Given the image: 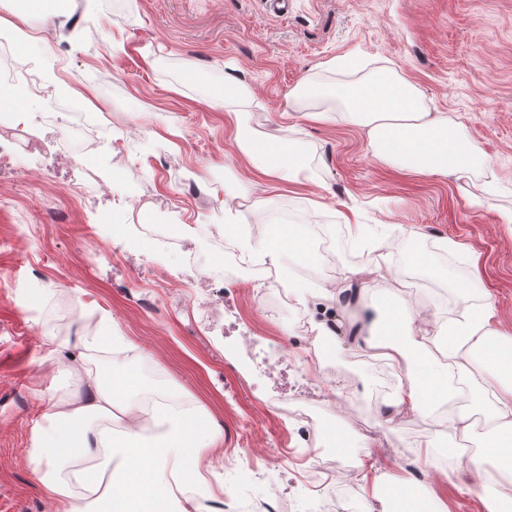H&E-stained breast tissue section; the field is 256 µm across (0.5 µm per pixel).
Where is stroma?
Returning a JSON list of instances; mask_svg holds the SVG:
<instances>
[{
  "label": "stroma",
  "instance_id": "35a3bbf8",
  "mask_svg": "<svg viewBox=\"0 0 512 512\" xmlns=\"http://www.w3.org/2000/svg\"><path fill=\"white\" fill-rule=\"evenodd\" d=\"M18 31L21 42L0 54V69L15 71L20 86L0 99V113L45 116L37 135L48 141L55 116L106 112L88 128L97 146L91 172L57 167L50 149L15 148L0 171V512H53L28 459L34 432L47 407L75 388L57 369L43 333L65 337L82 325L98 331L96 318L75 310L74 298L106 311L123 336L148 352L133 367L157 385L193 399L223 432L209 449L217 483L228 482L246 498H266L287 487L292 512H322L324 495L306 490L301 478L317 470V458L284 453L295 426L266 415L246 383L270 344L305 348L296 306L261 309L260 286H228L237 304L217 326L194 319L191 303L144 312L135 299L142 270L157 280L191 276L182 254L160 244L144 251L134 231L114 229L112 213L144 194L164 196L182 217L171 224L176 239L194 229L224 226L226 236L254 225L253 240L271 228V211L291 223L344 236L346 217L356 216L365 238L380 249L355 247L339 265L317 255L289 274L307 287L343 282L350 269L382 264L384 279L372 285L371 302L409 311H437L440 319L494 305L499 328L512 334V226L501 214L512 209V0H288L280 17L264 0H130L124 11L112 0H66L64 13L48 20L7 14L0 30ZM344 57L347 71L328 68ZM385 68L415 84L423 107L462 123L470 139L494 162L493 174L468 182L428 178L375 160L361 127L340 119L341 109L325 87L357 82ZM53 86L51 96L29 97L23 80ZM241 83L252 95L211 107L207 98ZM311 92L289 105L299 86ZM246 110L275 145L297 143L307 177L274 182L252 172L238 156L230 111ZM335 114L330 124L305 120L308 112ZM96 175L99 194L82 201L69 189ZM482 203L473 208L470 196ZM263 197L271 206L260 205ZM448 240L441 249L440 240ZM452 267L451 282L417 283L414 255ZM222 253L196 278L197 301L223 285ZM445 288L447 306H436L431 288ZM309 326L320 312L302 311ZM256 336L252 353L238 346L240 332ZM326 365L337 384L350 385L348 399L325 398L336 454L363 459L346 486L336 491V512H391L386 474L401 476L422 512H487L473 494L458 492L445 475L461 464L459 444L427 416L386 423L383 409L400 381L379 359L347 336L323 341ZM374 438L363 449L361 437ZM429 438L431 457L417 444ZM407 452L405 464L386 457Z\"/></svg>",
  "mask_w": 512,
  "mask_h": 512
}]
</instances>
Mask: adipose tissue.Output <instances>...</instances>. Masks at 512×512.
Segmentation results:
<instances>
[{"instance_id": "obj_1", "label": "adipose tissue", "mask_w": 512, "mask_h": 512, "mask_svg": "<svg viewBox=\"0 0 512 512\" xmlns=\"http://www.w3.org/2000/svg\"><path fill=\"white\" fill-rule=\"evenodd\" d=\"M330 98L346 109L348 121L365 129L367 150L377 160L425 177L454 175L467 180L493 161L473 144L463 126L424 109L415 86L397 73L382 71L356 84H338ZM238 155L259 175L297 182L306 166L301 149H273L249 122L234 115ZM252 261L312 262L304 226L273 225L260 243L236 238ZM491 303L481 313L451 321H422L419 313L385 306L380 319L348 326L347 336L375 338L387 366L404 382L391 403V417L426 413L431 406L464 395L468 405L448 427L462 442L472 438L473 415L486 419L482 452L448 479L460 491L479 492L488 512H501L498 477H512V338L494 327ZM99 331L66 339L47 334L51 346L88 350L105 342L119 351L134 345L120 335L107 313ZM59 370L77 385L68 403L51 404L47 425L38 429L29 450L48 499L57 512H213L204 449L221 433L196 405L174 409L160 402L145 409L142 397L153 384L125 363L112 361L107 374L85 369L70 357ZM493 460L495 474L484 468Z\"/></svg>"}]
</instances>
